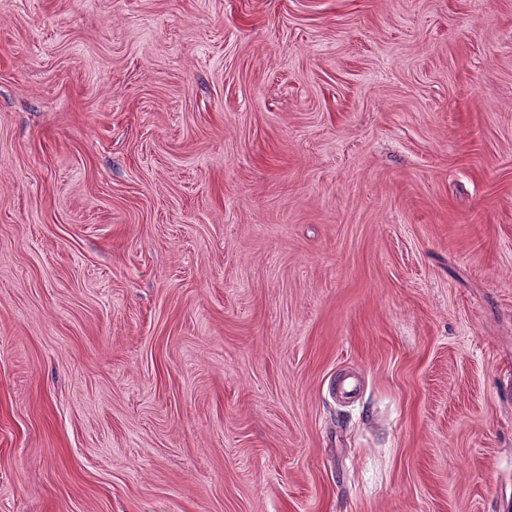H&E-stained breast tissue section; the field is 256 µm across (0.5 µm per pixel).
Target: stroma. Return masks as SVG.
Listing matches in <instances>:
<instances>
[{"mask_svg":"<svg viewBox=\"0 0 512 512\" xmlns=\"http://www.w3.org/2000/svg\"><path fill=\"white\" fill-rule=\"evenodd\" d=\"M0 512H512V0H0Z\"/></svg>","mask_w":512,"mask_h":512,"instance_id":"1","label":"stroma"}]
</instances>
